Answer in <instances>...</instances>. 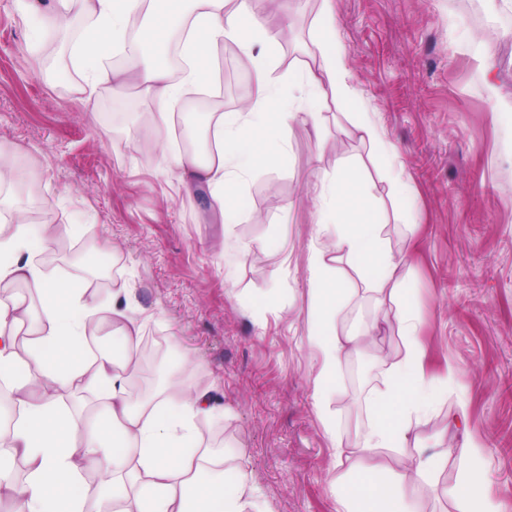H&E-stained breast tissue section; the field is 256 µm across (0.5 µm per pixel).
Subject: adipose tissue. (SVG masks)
Here are the masks:
<instances>
[{
  "mask_svg": "<svg viewBox=\"0 0 512 512\" xmlns=\"http://www.w3.org/2000/svg\"><path fill=\"white\" fill-rule=\"evenodd\" d=\"M59 0L58 11L44 21L63 26L68 15L92 19L96 39L120 44L132 14L142 13V42L163 48L170 36L185 30L182 55L186 66L180 79H173L166 66L134 59L128 76L152 94L157 103L155 123L168 126L167 104L176 101L187 87L202 83L206 50L220 42H236L253 59L258 78L251 102L243 112L212 110L205 138L215 152L203 157L197 152L181 154L176 165L186 187L204 188L212 206L225 223H235L227 185L229 161L247 167L274 164L272 153L261 146L269 134L283 135L291 122L307 121L309 111L287 112L279 87L283 77L274 73L276 48L256 0ZM333 12H326L315 29L320 60L309 70L304 83L310 97L327 92L353 96L343 66V50L337 41ZM322 186L328 201L318 212L321 243L312 246L309 257L310 292L315 313L310 321L309 341L320 356L314 377V399L323 401L339 385L341 360L348 353L366 348L369 334L338 335L328 323L340 312L346 291L336 276V263L352 264L367 290L376 295L381 314H393L405 340V354L394 363L376 389L370 403L373 417L367 431L346 455L348 466L332 483L340 512H405L415 486L429 479L441 464L439 453L403 454L415 425L429 406L425 395V351L417 337V316L405 286V276L383 237L384 224L378 206L365 193L366 184L351 162L341 159ZM26 240L22 228H0V282L22 281L38 297L43 323L30 342L31 362H23L15 350V334L23 325L26 309L16 300L0 299V377L8 376L16 394L20 418L13 428V441L25 456L28 473L24 484V512H109V504L126 499L128 484H136V512H246L251 489L242 473L222 470V460L195 442L194 423L208 411L205 395L164 394L156 403L132 401L127 373L137 346L140 327L121 305L112 316L125 342L122 363L109 357L88 358L84 344L96 311L74 284L48 277L22 257ZM38 366L51 385L76 388L91 395L105 409V417L81 434L79 420L56 398L30 394L35 384L31 366ZM400 414H393V407ZM465 465L452 494L461 512H501L487 491L482 474L486 450L469 440L463 445ZM103 472V482L90 485L79 480L80 466Z\"/></svg>",
  "mask_w": 512,
  "mask_h": 512,
  "instance_id": "ef3b65f1",
  "label": "adipose tissue"
}]
</instances>
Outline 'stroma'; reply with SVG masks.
Here are the masks:
<instances>
[{"label": "stroma", "instance_id": "stroma-1", "mask_svg": "<svg viewBox=\"0 0 512 512\" xmlns=\"http://www.w3.org/2000/svg\"><path fill=\"white\" fill-rule=\"evenodd\" d=\"M0 0V145L18 148L34 176L21 196L0 185V211L47 219L26 227V255L52 278L104 276L89 291L99 309L92 340L119 357L112 303L120 301L144 336L162 337L158 364L133 376L158 401L169 385L206 393L213 410L197 419L202 445L243 472L256 512H336L330 483L343 471L337 451L353 447L371 418L373 382L341 381L316 408L319 359L308 340L309 254L318 243L321 180L350 158L370 175L389 250L402 261L436 399L416 426L419 447L445 451L420 483L422 512H457L449 495L464 467L462 446L488 453L484 480L512 512V0H477L488 38L453 0H287L266 12L280 44V72L300 71L319 51L312 32L325 7L339 20L349 83L359 99L315 103L316 118L292 123L271 169L237 172L239 212L224 224L207 191L187 190L175 164L179 128L203 127L205 114L169 106L179 123L151 128V96L131 80L100 85L96 109L80 91L84 71L72 55L70 26L48 53L39 16L56 0ZM224 76L227 112L249 100L250 72L210 61ZM367 114L378 140L357 124ZM348 290L338 335L365 331L378 307L352 267L339 263ZM404 353L396 323L382 324L370 348L344 358L388 368ZM465 405L467 426L455 421ZM336 424L335 436L324 418Z\"/></svg>", "mask_w": 512, "mask_h": 512}]
</instances>
